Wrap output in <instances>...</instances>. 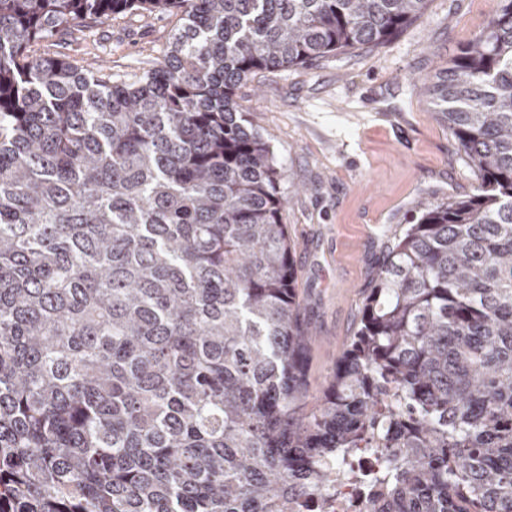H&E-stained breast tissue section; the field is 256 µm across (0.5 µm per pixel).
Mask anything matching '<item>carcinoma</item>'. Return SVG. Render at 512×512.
<instances>
[{"label":"carcinoma","mask_w":512,"mask_h":512,"mask_svg":"<svg viewBox=\"0 0 512 512\" xmlns=\"http://www.w3.org/2000/svg\"><path fill=\"white\" fill-rule=\"evenodd\" d=\"M427 2L0 0V512H330L343 473L372 512H512V0L416 83L476 182L394 237L314 405L281 171L236 98ZM139 9L180 25L133 83L30 54Z\"/></svg>","instance_id":"1"}]
</instances>
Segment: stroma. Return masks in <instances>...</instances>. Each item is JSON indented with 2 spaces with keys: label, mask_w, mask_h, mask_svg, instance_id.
Listing matches in <instances>:
<instances>
[{
  "label": "stroma",
  "mask_w": 512,
  "mask_h": 512,
  "mask_svg": "<svg viewBox=\"0 0 512 512\" xmlns=\"http://www.w3.org/2000/svg\"><path fill=\"white\" fill-rule=\"evenodd\" d=\"M497 0H429L425 15L389 42L257 75L237 92L249 125L283 172V221L316 341L310 397L353 334L372 268L425 201L469 194L475 175L415 84L485 24ZM179 24L133 12L33 46L136 80L161 61Z\"/></svg>",
  "instance_id": "1"
}]
</instances>
